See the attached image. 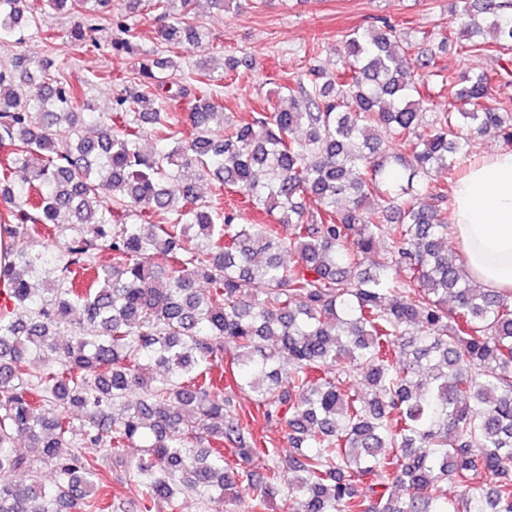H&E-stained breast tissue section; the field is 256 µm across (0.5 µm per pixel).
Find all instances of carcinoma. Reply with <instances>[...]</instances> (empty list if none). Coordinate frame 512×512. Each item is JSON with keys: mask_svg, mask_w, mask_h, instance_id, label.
I'll use <instances>...</instances> for the list:
<instances>
[{"mask_svg": "<svg viewBox=\"0 0 512 512\" xmlns=\"http://www.w3.org/2000/svg\"><path fill=\"white\" fill-rule=\"evenodd\" d=\"M190 2L154 0L170 19L160 55L141 48L132 11L44 0L32 23L79 5L73 46L105 21L112 50L138 57L93 137L82 87L49 54L0 66V203L15 220L0 265V512H83L101 459L139 512H179L185 495L246 512H512V291L477 284L448 252V185L431 177L463 165L473 135L512 144V110L488 104L512 69L459 88L441 76L459 106L424 126L428 85L410 60L427 68L432 50L383 21L343 36L341 70L309 69V84L280 87L288 104L248 121L224 124L210 101L246 60L225 56L219 78L197 63L185 139L164 103L187 93L171 88L179 49L204 36ZM462 3L440 44L460 29L465 54L512 49V0ZM30 10L0 0V47L28 40ZM211 176L217 193L202 200ZM224 189L271 221L224 207ZM380 241L390 260L368 268ZM157 253L171 264H146ZM226 355L234 387L214 375ZM236 387L297 455L257 446ZM21 438L33 454L16 451ZM448 481L459 498L436 494Z\"/></svg>", "mask_w": 512, "mask_h": 512, "instance_id": "cac0c4a2", "label": "carcinoma"}]
</instances>
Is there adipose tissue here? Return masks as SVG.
<instances>
[{
  "label": "adipose tissue",
  "mask_w": 512,
  "mask_h": 512,
  "mask_svg": "<svg viewBox=\"0 0 512 512\" xmlns=\"http://www.w3.org/2000/svg\"><path fill=\"white\" fill-rule=\"evenodd\" d=\"M449 233L485 287L512 291V150L486 155L451 189Z\"/></svg>",
  "instance_id": "1"
}]
</instances>
